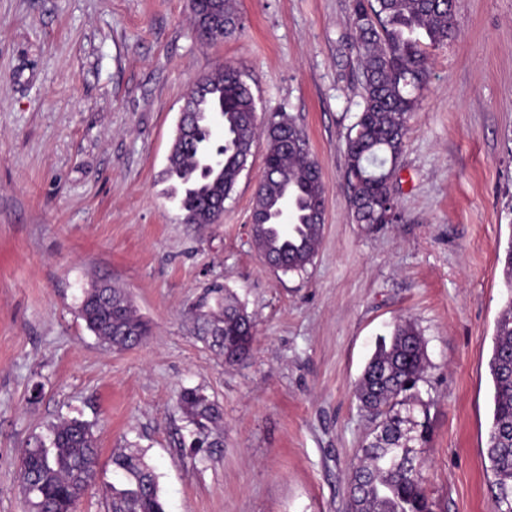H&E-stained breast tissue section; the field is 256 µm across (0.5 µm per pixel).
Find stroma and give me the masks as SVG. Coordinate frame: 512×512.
<instances>
[{"label":"stroma","instance_id":"stroma-1","mask_svg":"<svg viewBox=\"0 0 512 512\" xmlns=\"http://www.w3.org/2000/svg\"><path fill=\"white\" fill-rule=\"evenodd\" d=\"M243 28L203 43L188 0H0V512H28L19 450L63 418L91 424L94 483L75 512H110L112 455L141 450L167 512H349L348 475L374 423L355 386L394 323L430 360L418 384L435 512H492L484 470L488 362L512 244V0H456L431 50L390 190L398 219L358 224L345 141L361 103L353 0H234ZM223 63L259 117L308 135L327 193L307 273H274L251 242L258 141L224 214L187 224L165 177L188 87ZM111 281L151 327L104 345L78 316ZM255 323L238 363L199 337L225 293ZM202 391L211 447L179 405Z\"/></svg>","mask_w":512,"mask_h":512}]
</instances>
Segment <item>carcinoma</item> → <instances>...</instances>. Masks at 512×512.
<instances>
[{"mask_svg": "<svg viewBox=\"0 0 512 512\" xmlns=\"http://www.w3.org/2000/svg\"><path fill=\"white\" fill-rule=\"evenodd\" d=\"M197 35L217 40L242 28L233 0H189ZM353 28L360 53L362 110L346 141L345 165L349 205L358 224H376L390 194L404 146L408 120L429 77V49L448 43L455 33L454 0H354ZM189 107L197 119L179 135L168 156L167 175L181 183L177 199L187 224H214L222 212L205 206L219 196L230 198L246 168L252 148L264 133V176L254 193L251 214L264 217L255 227L259 254L274 260L278 272L301 275L317 253L323 229L326 185L309 139L284 112L259 130L248 113L256 110L253 93L241 72L222 66L196 83ZM217 112L224 121V141L213 143L202 124ZM221 151L223 162L204 173L207 151ZM293 202L291 228L275 235L284 200ZM79 315L109 347L123 350L142 343L150 326L137 315L122 290L93 283L83 292ZM202 339L224 354V361L246 358L255 341L252 317L233 297L224 309L204 319ZM427 366L425 342L415 324L397 322L389 342L367 362L357 384L360 407L382 426L373 431L350 475V512H433L420 473L422 455L413 448L430 443L429 403L414 393ZM493 382V413L488 432L485 471L493 476L494 512H512V295L495 325L488 363ZM181 406L197 430L193 447L208 444L221 419L218 408L200 391L186 390ZM98 448L90 425L80 419L60 421L48 439L37 438L24 450L20 475L30 512H71L97 472ZM117 483L111 512H166L157 475L142 454H112Z\"/></svg>", "mask_w": 512, "mask_h": 512, "instance_id": "cac0c4a2", "label": "carcinoma"}]
</instances>
